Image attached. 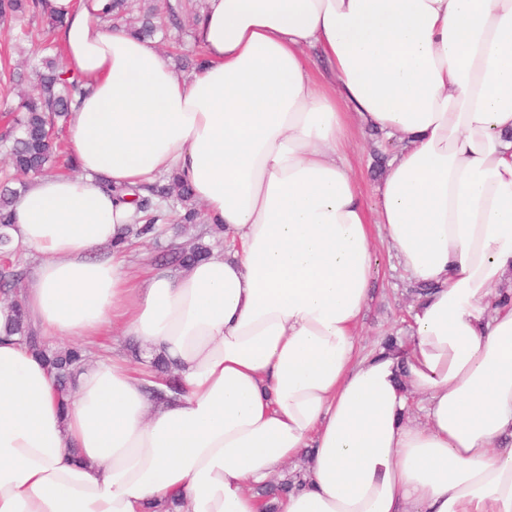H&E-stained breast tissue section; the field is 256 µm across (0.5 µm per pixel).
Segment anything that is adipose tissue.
<instances>
[{"label": "adipose tissue", "mask_w": 512, "mask_h": 512, "mask_svg": "<svg viewBox=\"0 0 512 512\" xmlns=\"http://www.w3.org/2000/svg\"><path fill=\"white\" fill-rule=\"evenodd\" d=\"M49 4L86 93L76 174L30 179L7 230L41 257L26 321L143 361L86 363L60 404L0 303V512H263L300 459L278 512H512V0H206L187 74L95 0ZM354 127L399 144L373 209ZM172 176L224 249L144 267L111 190ZM377 235L428 291L366 352Z\"/></svg>", "instance_id": "1"}]
</instances>
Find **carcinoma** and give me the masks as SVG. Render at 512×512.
I'll return each mask as SVG.
<instances>
[{
	"mask_svg": "<svg viewBox=\"0 0 512 512\" xmlns=\"http://www.w3.org/2000/svg\"><path fill=\"white\" fill-rule=\"evenodd\" d=\"M188 5L178 2L167 3L160 10L147 6L140 16L126 20L130 11V0H102V7L96 13L108 27L115 26L118 20H125L126 29L144 38H153L163 32L165 21L178 24L179 14ZM43 18L46 23L41 41L33 45L31 51L35 66L32 68L33 88L19 96L18 102L7 110L9 129L6 135L14 137L10 149V164L22 174L39 173L51 161L56 139L51 132L58 131L57 123L67 121L71 106L76 98L84 94L81 77L69 74L61 59V50L56 32L62 26L63 19L49 8L48 0H0V20L8 22L16 18L36 20ZM151 196H140L136 208L143 213V225L134 224L125 232V238H142L153 230L158 219L159 204L152 196L166 200L169 209L186 224H194L199 217L196 204L193 203L188 187L171 180L163 185L150 188ZM18 200L16 190L7 186L0 189V226L12 224L14 206ZM11 239L6 233L0 234V256L3 267L0 268V291L11 294V304L15 312L13 332L25 341V347L40 357L53 373L62 397L72 395L77 370L85 360V354L79 346L50 349L41 340L38 332L25 321L18 295L12 293V286L22 279L10 256ZM210 256V247L197 242L189 248L171 249L161 256L166 265L184 269Z\"/></svg>",
	"mask_w": 512,
	"mask_h": 512,
	"instance_id": "1",
	"label": "carcinoma"
}]
</instances>
